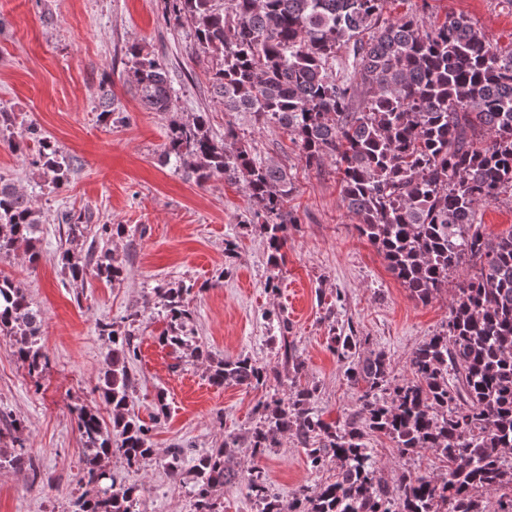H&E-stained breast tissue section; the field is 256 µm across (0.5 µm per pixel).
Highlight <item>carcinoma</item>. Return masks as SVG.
<instances>
[{
    "instance_id": "cac0c4a2",
    "label": "carcinoma",
    "mask_w": 512,
    "mask_h": 512,
    "mask_svg": "<svg viewBox=\"0 0 512 512\" xmlns=\"http://www.w3.org/2000/svg\"><path fill=\"white\" fill-rule=\"evenodd\" d=\"M388 0H164L175 23L186 19L195 51L220 58L209 80L226 112L284 130L308 168L331 159L354 225L383 255L411 297L429 303L464 267L475 273L456 284L445 329L411 353V378L391 379L383 351L361 356L365 339L353 327L333 332L331 349L345 362L358 389L356 411L326 422L313 408L317 387L299 384L305 362L283 341V358L297 384L286 398L272 394L257 404L261 421L249 437L251 455H262L289 434L306 449L311 467L338 464L336 479L301 486L288 503L267 483L261 468L244 476L262 512H485L482 494H500L498 512H512V229L489 238L475 220L479 207L512 202V48H502L464 14L439 20L426 13L384 17ZM129 83L142 105L170 112L178 95L154 53L134 43L126 50ZM3 145L42 169L49 183L67 182L73 159L40 128L30 125ZM165 162L200 186L222 176L239 180L250 202V224L266 240L272 274L265 288H279V270L293 190L287 167L258 160L236 129L215 138L208 113L173 121L163 147ZM59 223L68 237L84 236L82 214L66 211ZM39 220L32 201L0 177V257L20 247L34 251ZM73 281L94 274L118 281L123 267L110 252L57 256ZM208 283L159 285L169 330L160 341L175 350L195 337L189 296ZM43 317L22 289L0 272V333L30 373L48 364L40 341ZM109 345L100 396L111 423L81 409L78 431L85 445L81 483L86 489L70 512H138L142 488L117 484L107 469L113 453L129 467L155 455L152 426L131 407L137 346L129 330L99 324ZM209 359L208 379L222 387H266L279 372L241 354ZM372 433L387 436L400 456L432 452L445 464L438 474H402L397 494L367 448ZM222 448L191 458L193 512H222L220 492L239 479L238 462ZM185 453L170 451L165 465L178 478ZM30 464L24 449L0 464Z\"/></svg>"
}]
</instances>
